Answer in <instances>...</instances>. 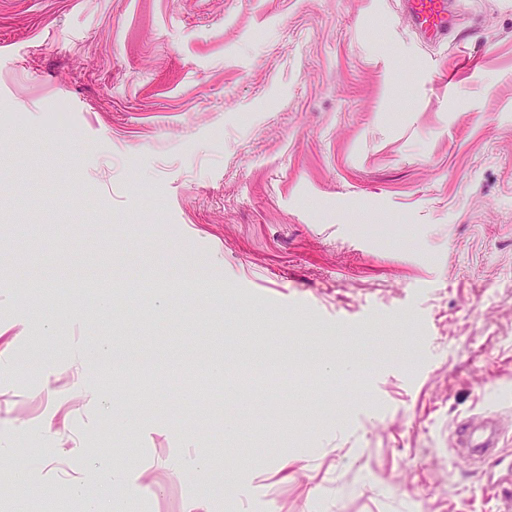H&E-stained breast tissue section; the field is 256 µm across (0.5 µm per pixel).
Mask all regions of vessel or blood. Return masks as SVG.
Listing matches in <instances>:
<instances>
[{"mask_svg":"<svg viewBox=\"0 0 512 512\" xmlns=\"http://www.w3.org/2000/svg\"><path fill=\"white\" fill-rule=\"evenodd\" d=\"M405 16L418 37L436 44L447 39L456 13L455 0H403ZM455 453L466 465L485 474L498 466L500 443L496 410L487 409L457 420L453 426Z\"/></svg>","mask_w":512,"mask_h":512,"instance_id":"b4317fda","label":"vessel or blood"}]
</instances>
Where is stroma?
I'll list each match as a JSON object with an SVG mask.
<instances>
[{
  "mask_svg": "<svg viewBox=\"0 0 512 512\" xmlns=\"http://www.w3.org/2000/svg\"><path fill=\"white\" fill-rule=\"evenodd\" d=\"M460 8L428 45L401 0H0V512H503L512 0ZM85 342L157 359L127 429ZM487 407L489 491L450 439Z\"/></svg>",
  "mask_w": 512,
  "mask_h": 512,
  "instance_id": "35a3bbf8",
  "label": "stroma"
}]
</instances>
